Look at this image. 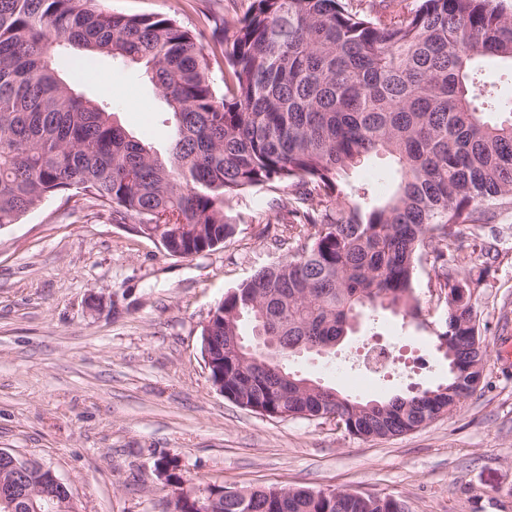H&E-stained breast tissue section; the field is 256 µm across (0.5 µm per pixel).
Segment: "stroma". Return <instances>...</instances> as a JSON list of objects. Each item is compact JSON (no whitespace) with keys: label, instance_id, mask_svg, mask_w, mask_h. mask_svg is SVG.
I'll list each match as a JSON object with an SVG mask.
<instances>
[{"label":"stroma","instance_id":"1","mask_svg":"<svg viewBox=\"0 0 512 512\" xmlns=\"http://www.w3.org/2000/svg\"><path fill=\"white\" fill-rule=\"evenodd\" d=\"M129 15H162L212 32L249 0H99ZM112 101L130 134L165 150V105L145 78L99 57L81 81ZM292 191L254 189L235 236L190 258L95 214L62 191L0 229V449L55 471L77 512H172L155 469L178 457L187 484L233 489L343 488L404 499L409 512H512V219L484 242L508 256L489 267L472 301L490 350L484 387L452 416L388 440L348 435L329 420L275 419L241 408L210 383L202 329L211 310L257 268L287 254L265 232L267 204ZM397 337L394 366L358 381L331 370L361 341ZM298 375L360 401L443 382L428 332L381 316L360 324L333 357L290 360Z\"/></svg>","mask_w":512,"mask_h":512}]
</instances>
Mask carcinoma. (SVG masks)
Listing matches in <instances>:
<instances>
[{
    "label": "carcinoma",
    "instance_id": "cac0c4a2",
    "mask_svg": "<svg viewBox=\"0 0 512 512\" xmlns=\"http://www.w3.org/2000/svg\"><path fill=\"white\" fill-rule=\"evenodd\" d=\"M75 75L107 56L135 66L171 115L161 153L119 125ZM223 60L224 91L212 77ZM508 0H250L213 46L176 20L123 15L98 0H0V228L65 190L114 224L132 220L187 258L234 236L232 203L257 187L294 189L270 207L288 256L224 297L210 335L224 345V394L268 413L335 416L358 439L402 436L452 415L482 389L488 346L463 268L466 239L512 213ZM387 157L396 177L376 196L348 172ZM446 315L430 326L418 269ZM385 311L430 330L448 377L366 411L321 384L299 391L290 358L329 355L352 322ZM277 338L257 343L256 330ZM252 351H246V348ZM211 512H408L395 496L336 490H234Z\"/></svg>",
    "mask_w": 512,
    "mask_h": 512
}]
</instances>
